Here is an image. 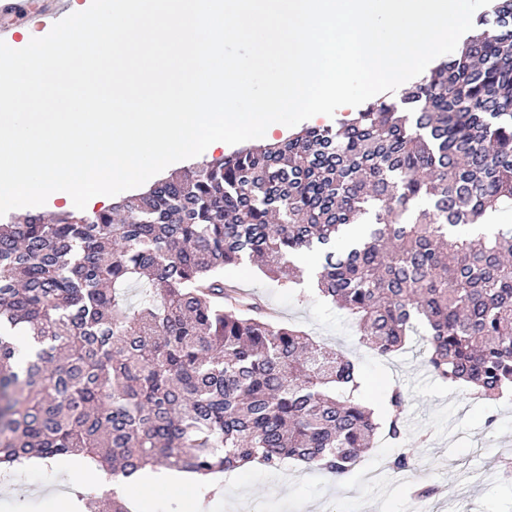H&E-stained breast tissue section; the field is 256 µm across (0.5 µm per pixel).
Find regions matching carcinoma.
<instances>
[{
	"label": "carcinoma",
	"instance_id": "obj_1",
	"mask_svg": "<svg viewBox=\"0 0 512 512\" xmlns=\"http://www.w3.org/2000/svg\"><path fill=\"white\" fill-rule=\"evenodd\" d=\"M510 202L512 0H492L458 57L337 129L234 150L107 210L0 224V468L207 476L292 459L339 479L379 432L403 441L404 392L377 422L355 362L225 283L245 260L286 287L293 259L319 254L318 291L360 343L388 357L422 326L437 379L503 396L512 227L471 228Z\"/></svg>",
	"mask_w": 512,
	"mask_h": 512
}]
</instances>
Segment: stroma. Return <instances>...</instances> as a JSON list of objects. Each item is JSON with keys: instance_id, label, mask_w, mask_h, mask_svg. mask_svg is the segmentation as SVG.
<instances>
[{"instance_id": "35a3bbf8", "label": "stroma", "mask_w": 512, "mask_h": 512, "mask_svg": "<svg viewBox=\"0 0 512 512\" xmlns=\"http://www.w3.org/2000/svg\"><path fill=\"white\" fill-rule=\"evenodd\" d=\"M224 278L275 311L278 321L297 326L314 341L356 361L367 401L384 403L393 388L408 397L405 428L409 442L423 448L413 470L389 468L396 445L378 439L361 458L360 467L380 470L371 484L336 479L292 461L270 469L254 464L249 471L224 474L223 512H414L416 487L432 485L430 507L448 512H512V394L496 400L471 398L441 383L424 365L425 346L410 337L403 350L382 357L359 343V330L342 309L323 298L310 279L283 288L251 263L226 268ZM111 479L88 484L78 459H59L17 474L12 493L0 497V512H39L46 494L76 498L88 493L85 512H103Z\"/></svg>"}]
</instances>
